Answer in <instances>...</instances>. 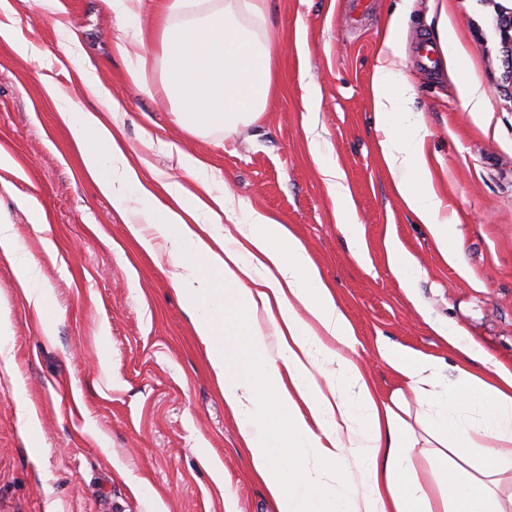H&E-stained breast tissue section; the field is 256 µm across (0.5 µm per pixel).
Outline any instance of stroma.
<instances>
[{
	"label": "stroma",
	"instance_id": "stroma-1",
	"mask_svg": "<svg viewBox=\"0 0 512 512\" xmlns=\"http://www.w3.org/2000/svg\"><path fill=\"white\" fill-rule=\"evenodd\" d=\"M353 2L267 0L256 29L278 42L275 103L235 130L200 134L179 124L158 91L157 0H143L138 32L105 0H60L55 13L37 0L0 9V22L18 32L17 42L0 39V154L13 161L0 167V219L14 225L55 308L44 328L16 264L0 257V318L10 324V357L0 358V512H276L250 473L239 419L171 284L169 254L130 234L59 116L57 90L75 108H101L83 85L82 61L118 101L127 152L146 176L189 185L184 158H201L215 194H233L235 217L249 208L275 215L303 242L383 395L403 382L379 358L381 341L444 359L443 380H455L439 325L512 369V63L492 26L512 0H368L356 24L348 20ZM399 8L406 24L395 57L382 53L380 33ZM443 18L466 65L423 72L412 45L436 40ZM137 57L151 93L128 73ZM379 65L412 89L406 107L427 126L433 183L465 271L443 260L396 192L370 99ZM469 78L490 103L477 120L457 91ZM327 166L343 175L366 258L336 222ZM37 211L45 225L31 223ZM389 238L414 261L412 287L390 266ZM26 405L35 426L22 414Z\"/></svg>",
	"mask_w": 512,
	"mask_h": 512
}]
</instances>
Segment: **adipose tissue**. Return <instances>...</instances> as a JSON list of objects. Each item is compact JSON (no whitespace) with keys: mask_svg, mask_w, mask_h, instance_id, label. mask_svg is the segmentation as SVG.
<instances>
[{"mask_svg":"<svg viewBox=\"0 0 512 512\" xmlns=\"http://www.w3.org/2000/svg\"><path fill=\"white\" fill-rule=\"evenodd\" d=\"M266 0H163L157 26L161 90L192 133L231 130L271 107L278 47L252 20ZM84 85L102 110L58 109L88 175L117 206L136 195L128 228L151 225L174 266L172 286L193 317L224 402L242 420L254 473L277 512H512L501 483L512 476V370L493 363L454 331L456 380L436 391L440 363L395 344L378 346L429 415L409 424L401 392L381 395L354 352L353 327L301 241L268 214L249 211L221 224L229 197L144 181L117 135L119 109L92 75ZM407 88L392 69L375 68L374 121L384 157L407 208L432 234L446 261L461 247L441 220L425 153L428 131L403 110ZM354 454L356 476L343 473Z\"/></svg>","mask_w":512,"mask_h":512,"instance_id":"ef3b65f1","label":"adipose tissue"}]
</instances>
